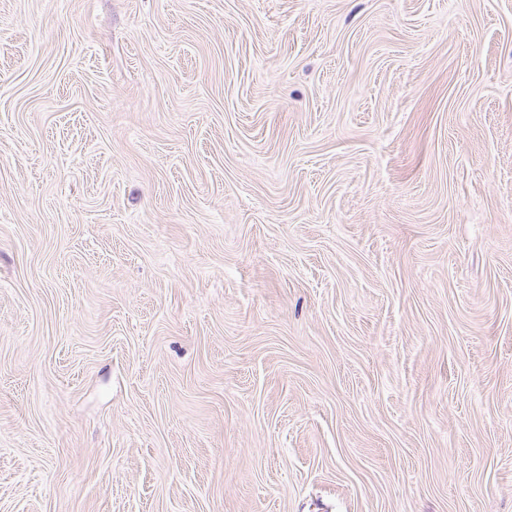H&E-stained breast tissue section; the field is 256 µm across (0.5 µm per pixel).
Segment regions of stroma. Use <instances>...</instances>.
I'll use <instances>...</instances> for the list:
<instances>
[{
    "mask_svg": "<svg viewBox=\"0 0 512 512\" xmlns=\"http://www.w3.org/2000/svg\"><path fill=\"white\" fill-rule=\"evenodd\" d=\"M0 512H512V0H0Z\"/></svg>",
    "mask_w": 512,
    "mask_h": 512,
    "instance_id": "stroma-1",
    "label": "stroma"
}]
</instances>
